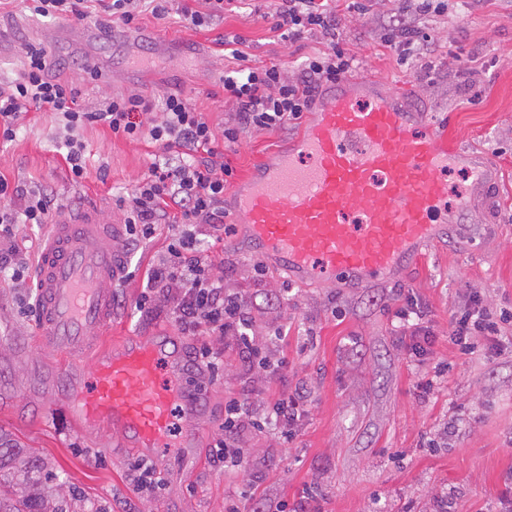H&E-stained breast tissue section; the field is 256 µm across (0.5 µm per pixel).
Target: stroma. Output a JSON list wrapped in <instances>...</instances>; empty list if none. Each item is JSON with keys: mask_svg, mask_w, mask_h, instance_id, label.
Returning <instances> with one entry per match:
<instances>
[{"mask_svg": "<svg viewBox=\"0 0 512 512\" xmlns=\"http://www.w3.org/2000/svg\"><path fill=\"white\" fill-rule=\"evenodd\" d=\"M391 7L374 0L368 14L346 11L343 46L360 61L358 78L402 92L420 123L444 129L495 167L496 181L476 203L485 225L444 224L437 240L387 279L296 281L249 241L234 198L239 183L287 150L302 128L244 135L225 153L234 170L224 193L231 231L207 242L225 288L247 296L257 346L284 366L269 374L231 346L219 374L187 369L186 384L204 387L206 399L181 447L146 454L124 446L109 425L90 430L79 422L67 408V386L93 381L97 352L63 379L66 356L41 350L31 278L0 279V431L36 449L46 472L102 512H224L230 494L253 512L295 504L308 490V512H495L512 474V347L494 350L483 340L461 352L448 344V319L472 292L491 312L512 309V0H478L465 20L452 10L434 17L438 49L427 66L397 63L377 46ZM273 8L272 0H232L203 27L174 11L162 19L146 12L137 27L119 29L115 43L86 46L69 34L87 22L35 16L12 0L0 7V75L14 76L28 46L39 45L56 63L52 76L72 82L88 106L112 95L179 92L220 132L233 116L224 74L237 62L220 52L218 39L242 37L249 65L277 63L291 73L327 49L318 35L281 41L270 30ZM149 27L163 42L143 39ZM455 53L472 67L451 65ZM81 140L87 176L77 186L59 155L52 115L30 113L14 141L0 142V174L15 185L52 187L67 212L95 205L104 219L121 220L119 200L147 175L153 150L100 124L85 128ZM172 233L157 225L150 242L128 252L129 273L114 290L112 321L97 351L155 337L191 361L195 337L166 315L137 309L147 272ZM402 288L412 289L435 332L431 352L419 360L391 324ZM427 380L433 388L426 395L419 385ZM283 395L303 404L292 439L245 431L244 465L225 470L214 454L225 404L237 399L257 410ZM138 462L157 477L154 491L139 489Z\"/></svg>", "mask_w": 512, "mask_h": 512, "instance_id": "stroma-1", "label": "stroma"}]
</instances>
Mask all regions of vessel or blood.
<instances>
[{
  "mask_svg": "<svg viewBox=\"0 0 512 512\" xmlns=\"http://www.w3.org/2000/svg\"><path fill=\"white\" fill-rule=\"evenodd\" d=\"M455 167L471 175L458 205L467 214L494 183V166L417 124L398 95L352 79L324 95L293 149L243 181L238 210L253 242L293 278L377 279L437 238L448 214L445 173ZM125 230L92 209L55 218L35 266L38 336L48 351L79 354L110 323L113 290L128 270ZM163 370L184 373L161 343L131 338L97 357L94 388H71L70 406L130 447H176L174 405L192 423L205 394L162 386Z\"/></svg>",
  "mask_w": 512,
  "mask_h": 512,
  "instance_id": "obj_1",
  "label": "vessel or blood"
}]
</instances>
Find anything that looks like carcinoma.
<instances>
[{
	"instance_id": "cac0c4a2",
	"label": "carcinoma",
	"mask_w": 512,
	"mask_h": 512,
	"mask_svg": "<svg viewBox=\"0 0 512 512\" xmlns=\"http://www.w3.org/2000/svg\"><path fill=\"white\" fill-rule=\"evenodd\" d=\"M5 468L23 476L29 490L18 492L0 484V512H74L62 494L45 491L40 479L33 477L41 469L35 451L0 435V471Z\"/></svg>"
}]
</instances>
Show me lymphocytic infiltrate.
I'll return each mask as SVG.
<instances>
[{
	"label": "lymphocytic infiltrate",
	"mask_w": 512,
	"mask_h": 512,
	"mask_svg": "<svg viewBox=\"0 0 512 512\" xmlns=\"http://www.w3.org/2000/svg\"><path fill=\"white\" fill-rule=\"evenodd\" d=\"M22 2L29 12L45 18L105 17L110 23L129 27L141 14L142 0ZM447 9L448 0H396L382 29L380 47L395 52L402 61H429L437 41L428 19ZM272 17L271 30L281 40L292 42L305 32H318L328 40L329 49L303 61L294 76L276 63L248 66L246 53L232 49L238 66L225 73L223 88L234 118L220 133L179 93L163 94L157 101L136 94L112 96L99 108L89 109L71 82L49 77L51 61L40 46L28 47L26 62L16 78L0 81V141L15 139L30 110L52 114L73 183H81L86 176L80 133L87 126L101 124L112 134L133 140L147 138L157 147L158 158L148 177L123 207L127 226L124 247L130 250L149 240L159 224L173 225L175 233L149 270L138 308L149 314L157 306L167 307L187 332L201 337L194 363L213 373L224 366L221 341H233L251 355L256 352L245 300L226 292L223 277L215 274L199 239L203 226L218 231L224 228V189L233 174L224 161V150L250 131L274 132L298 124L313 108L322 88L351 74L356 61L341 45L336 0H277ZM16 197L22 200L17 208L9 204ZM59 208L57 196L49 189H24L0 175V240L11 238L15 225L50 223ZM399 299L393 312L396 332L411 338L412 355L424 356L433 336L426 313L413 291H400ZM511 321L508 310L501 311L499 319H492L480 297L470 293L451 316L448 342L466 352L472 348L473 337L497 341L500 324ZM299 417V402L292 396L278 398L259 416L238 400H231L225 408L224 436L214 445L215 455L225 466H240L244 461L239 440L243 431L272 426L288 436Z\"/></svg>",
	"instance_id": "1"
}]
</instances>
